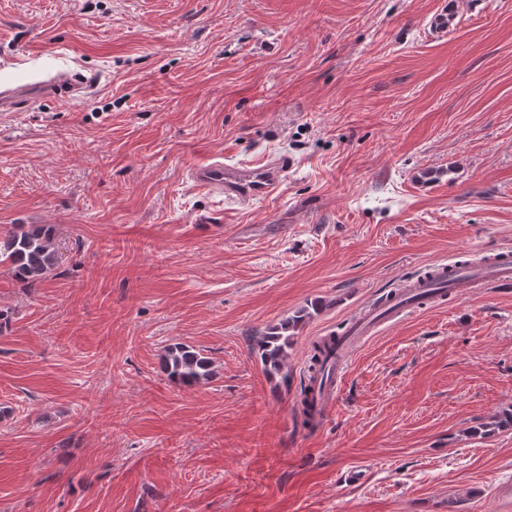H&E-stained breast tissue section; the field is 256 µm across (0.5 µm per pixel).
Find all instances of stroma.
<instances>
[{"label": "stroma", "mask_w": 512, "mask_h": 512, "mask_svg": "<svg viewBox=\"0 0 512 512\" xmlns=\"http://www.w3.org/2000/svg\"><path fill=\"white\" fill-rule=\"evenodd\" d=\"M0 512H512V285L449 291L355 347L298 410L316 337L381 291L512 247V0H0ZM293 165L239 207L190 178ZM289 387L253 352L311 301ZM180 342L212 362L162 368ZM86 84L67 73L46 81L0 90V112H20L36 98L51 95L63 102H73L84 97ZM55 227L51 224L14 226L1 232L0 265L30 286L42 281L58 261L54 248ZM163 365L170 379L185 385L207 380L211 371L209 358L182 343L169 345Z\"/></svg>", "instance_id": "1"}]
</instances>
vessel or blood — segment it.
Wrapping results in <instances>:
<instances>
[{"mask_svg": "<svg viewBox=\"0 0 512 512\" xmlns=\"http://www.w3.org/2000/svg\"><path fill=\"white\" fill-rule=\"evenodd\" d=\"M84 82L62 73L46 81L0 90V112H19L36 98L51 95L64 102L83 98ZM291 162L279 157L253 167L215 162L193 168V182L204 189L225 196L226 199L249 204L257 200L274 198L280 191L282 176ZM439 272L449 287L458 290L481 288L490 282H512V251L503 249L478 266L443 264ZM442 295L425 278L408 281L402 295L377 299L365 306L353 319L345 336L339 337L330 360L334 376L326 380L317 399V415L325 417L332 410L336 398L338 375L346 373L355 345L373 335L379 326L398 316L407 305L436 302Z\"/></svg>", "mask_w": 512, "mask_h": 512, "instance_id": "vessel-or-blood-1", "label": "vessel or blood"}]
</instances>
